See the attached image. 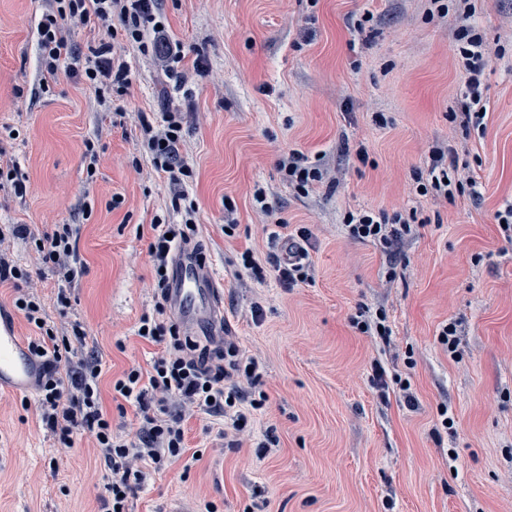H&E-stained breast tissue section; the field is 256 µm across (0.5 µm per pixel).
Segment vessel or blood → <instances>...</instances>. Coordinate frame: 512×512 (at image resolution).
I'll list each match as a JSON object with an SVG mask.
<instances>
[{"label":"vessel or blood","instance_id":"obj_1","mask_svg":"<svg viewBox=\"0 0 512 512\" xmlns=\"http://www.w3.org/2000/svg\"><path fill=\"white\" fill-rule=\"evenodd\" d=\"M168 296L170 307L186 332L223 339L219 292L208 266L190 256H181L174 267ZM45 368V361L36 357L20 336L15 317L0 313V390L31 392Z\"/></svg>","mask_w":512,"mask_h":512}]
</instances>
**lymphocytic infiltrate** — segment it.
Listing matches in <instances>:
<instances>
[{
  "mask_svg": "<svg viewBox=\"0 0 512 512\" xmlns=\"http://www.w3.org/2000/svg\"><path fill=\"white\" fill-rule=\"evenodd\" d=\"M470 13V5L459 6L453 37L466 75L465 116L478 125L486 115L483 76L488 51L469 21ZM166 23L159 0H48L37 24L41 81L48 84L63 77L72 78L93 88L101 99L114 92L125 93L132 79L128 63L115 49L119 42L152 54L168 76L183 80L179 65L184 54L180 47L172 45ZM75 26L97 27L105 37L86 51H78L71 34ZM139 121L143 147L155 171L172 182H183L189 174L179 162L183 114L165 112L158 126L144 114ZM196 214L197 207L191 203L185 206L181 223L153 226L155 239L149 255L155 303L152 312L141 317L140 327L144 340L161 346L162 351L152 358L148 368H129L112 387L114 399L136 407L140 416L141 426L133 441L113 434L112 419L102 408L101 361L92 356L75 358L69 338L56 336L44 324L38 297L24 291L29 272L0 256V282L13 283L16 310L39 331L29 347L48 360L38 380L42 426L61 448L73 447L77 436L84 433L94 438L98 455L111 474L103 500L105 512H128V501L145 485L148 472L163 470L183 458L184 411L230 417L234 433L242 434L250 430L254 413L262 410L268 400L260 389L262 374L256 358L242 354L231 341L221 347L200 346L167 313L169 266L175 252H186L200 260L205 257L194 241ZM345 227L350 239L386 250L395 248L414 232L401 214L391 215L383 210L348 213ZM297 236L300 244L289 251L287 259L272 256L263 266L247 250L241 255L243 268L259 281L264 280L265 269H272L286 288L310 280L312 269L306 261L304 244L311 234L303 227ZM35 246L43 264L58 270L65 283H73L84 274L71 225H57L52 233L36 239Z\"/></svg>",
  "mask_w": 512,
  "mask_h": 512,
  "instance_id": "1",
  "label": "lymphocytic infiltrate"
}]
</instances>
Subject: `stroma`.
Segmentation results:
<instances>
[{
	"label": "stroma",
	"mask_w": 512,
	"mask_h": 512,
	"mask_svg": "<svg viewBox=\"0 0 512 512\" xmlns=\"http://www.w3.org/2000/svg\"><path fill=\"white\" fill-rule=\"evenodd\" d=\"M471 3L489 57L487 114L467 127L455 18L431 16L430 0H161L188 81L126 50L132 84L114 99L118 115L76 80L42 86L36 26L46 2L0 0V150L28 186L22 197L0 187V226L25 228L0 254L29 271L56 335L81 330L78 351L101 359L113 433L132 440L140 426L135 407L118 412L112 383L159 351L137 334L154 305L148 246L154 222L181 223L180 194L198 207L225 337L263 374L268 401L251 434L233 447L204 433L208 415H186L185 444L199 460L152 474L130 512H512V243L495 219L512 201V0ZM169 109L185 114L179 155L192 175L180 185L154 171L141 144L139 113ZM437 145L453 150L449 178L474 175L477 195L418 194ZM292 150L326 172L303 196L278 168ZM258 186L270 214L254 204ZM379 209L419 225L391 256L343 225L347 212ZM59 224L77 228L86 264L66 309L33 242ZM302 226L313 282L285 288L245 273L242 252L283 254ZM365 307L386 313L389 343L354 327ZM450 321L454 355L437 341ZM377 361L410 381L416 408L396 392L381 400ZM269 429L276 447L257 452ZM106 477L93 438L57 447L37 393L0 391V512H102Z\"/></svg>",
	"instance_id": "obj_1"
}]
</instances>
